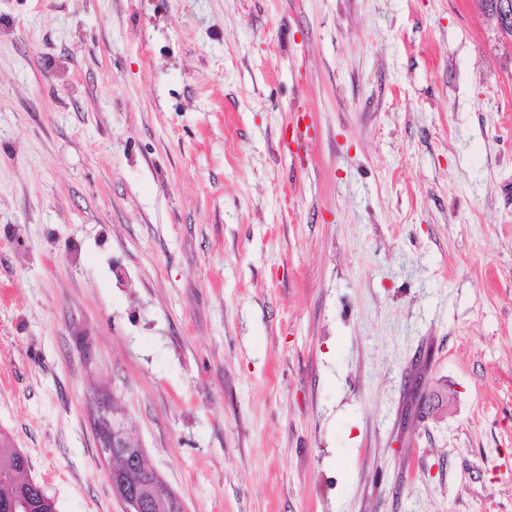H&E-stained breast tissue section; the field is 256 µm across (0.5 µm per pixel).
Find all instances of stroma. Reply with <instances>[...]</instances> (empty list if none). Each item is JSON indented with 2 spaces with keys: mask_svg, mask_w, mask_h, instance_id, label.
<instances>
[{
  "mask_svg": "<svg viewBox=\"0 0 512 512\" xmlns=\"http://www.w3.org/2000/svg\"><path fill=\"white\" fill-rule=\"evenodd\" d=\"M512 512V39L478 0H0V439L123 512ZM98 400L90 404V411L96 428L104 431L101 440H97L99 455L102 459L113 462L123 457L125 471L128 472L137 463L144 449L138 444L134 445L122 417L106 413L105 419L103 418V412L98 409Z\"/></svg>",
  "mask_w": 512,
  "mask_h": 512,
  "instance_id": "obj_1",
  "label": "stroma"
}]
</instances>
